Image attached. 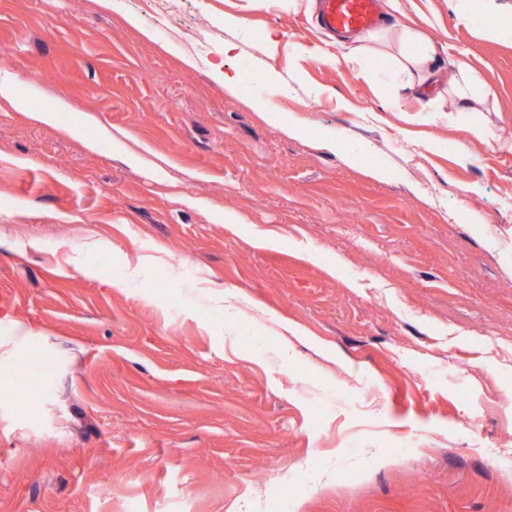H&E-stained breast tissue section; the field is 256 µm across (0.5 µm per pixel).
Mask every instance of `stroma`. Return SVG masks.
<instances>
[{
    "instance_id": "stroma-1",
    "label": "stroma",
    "mask_w": 512,
    "mask_h": 512,
    "mask_svg": "<svg viewBox=\"0 0 512 512\" xmlns=\"http://www.w3.org/2000/svg\"><path fill=\"white\" fill-rule=\"evenodd\" d=\"M404 10L485 107L312 0H0V512H512V30ZM492 89L485 85H478L470 82L460 84L459 81H448V93L456 96L458 111L468 112L476 105L482 104L488 97L492 96ZM11 329L15 331L16 336H8L2 341L0 337V357H12L17 352L26 350L35 339H47V336H33L34 333H40V330L29 326L26 322L14 321Z\"/></svg>"
}]
</instances>
